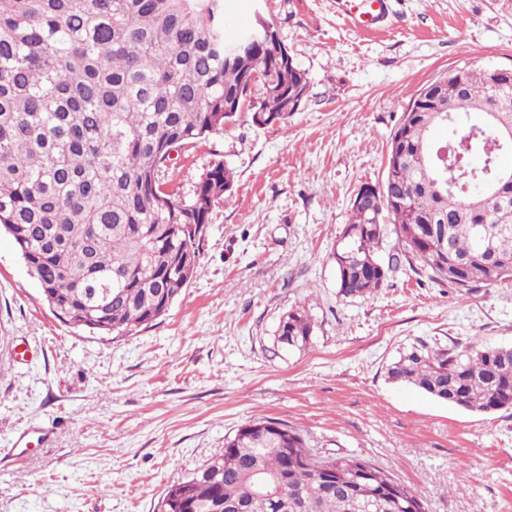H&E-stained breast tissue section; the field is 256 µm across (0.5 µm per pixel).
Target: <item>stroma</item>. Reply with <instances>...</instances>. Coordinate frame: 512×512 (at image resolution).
<instances>
[{
    "instance_id": "stroma-1",
    "label": "stroma",
    "mask_w": 512,
    "mask_h": 512,
    "mask_svg": "<svg viewBox=\"0 0 512 512\" xmlns=\"http://www.w3.org/2000/svg\"><path fill=\"white\" fill-rule=\"evenodd\" d=\"M388 25L350 27L336 0H229L273 19L310 84L288 124L248 113L182 151L190 191L215 160L234 172L195 277L167 313L120 339L55 318L0 236V512H157L166 489L275 418L323 455L371 460L429 512H512V409L473 413L394 383L419 340L512 345V281L461 291L400 264L367 296L337 293L333 250L391 134L449 69L512 68V0H392ZM302 307V349L276 343ZM313 330L314 323L305 309H291L279 321L277 343L288 349L306 347L311 341Z\"/></svg>"
}]
</instances>
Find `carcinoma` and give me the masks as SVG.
<instances>
[{
	"label": "carcinoma",
	"mask_w": 512,
	"mask_h": 512,
	"mask_svg": "<svg viewBox=\"0 0 512 512\" xmlns=\"http://www.w3.org/2000/svg\"><path fill=\"white\" fill-rule=\"evenodd\" d=\"M224 0H0V229L16 244L61 322L120 338L161 318L193 279L213 207L232 170L211 162L189 196L173 186L171 149L250 112L288 123L309 78L274 45L226 38ZM466 68L461 88L425 86L393 130L386 178L350 200L349 262L338 293L385 284L417 261L468 290L512 278V75ZM471 112H493L483 126ZM444 128L448 135L436 140ZM463 156L443 178L436 149ZM406 157L397 166L396 156ZM399 251L384 261V221ZM307 311L280 319L277 342L312 338ZM388 378L467 411L512 407V346L448 349L419 340ZM161 512H428L408 486L368 460L322 457L278 419L251 420L224 453L167 488Z\"/></svg>",
	"instance_id": "obj_1"
}]
</instances>
